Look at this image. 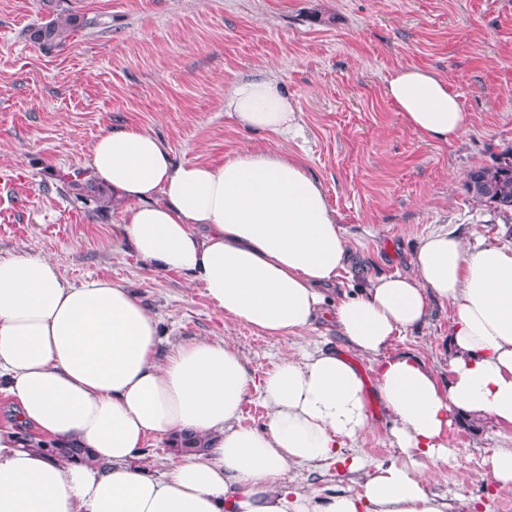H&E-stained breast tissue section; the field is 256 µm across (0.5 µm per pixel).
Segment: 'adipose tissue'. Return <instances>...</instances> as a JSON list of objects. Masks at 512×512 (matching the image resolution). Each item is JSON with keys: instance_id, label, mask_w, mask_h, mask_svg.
<instances>
[{"instance_id": "ef3b65f1", "label": "adipose tissue", "mask_w": 512, "mask_h": 512, "mask_svg": "<svg viewBox=\"0 0 512 512\" xmlns=\"http://www.w3.org/2000/svg\"><path fill=\"white\" fill-rule=\"evenodd\" d=\"M385 95L421 137L447 144L468 115L447 80L393 68ZM247 131L298 134L295 106L266 71L224 93ZM88 169L129 200L112 232L142 268L199 282L218 312L269 336H300L325 320L345 342L282 355L262 379L227 343L164 342L157 319L123 285L65 280L56 261L0 255V512H457L428 487L447 462L455 414L512 426V245L471 247L432 231L408 274L340 289L347 240L304 159L258 146L221 164L175 161L153 132L102 128ZM450 315L448 382L411 354L386 356L394 336L425 326L433 302ZM377 359L376 395L400 458L366 467L344 456L369 425L353 355ZM263 428L239 422L249 397ZM188 434L205 451L158 474L137 464L148 438ZM85 448L82 460L61 449ZM341 463L358 491L290 486L287 472Z\"/></svg>"}]
</instances>
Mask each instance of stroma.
<instances>
[{"instance_id":"stroma-1","label":"stroma","mask_w":512,"mask_h":512,"mask_svg":"<svg viewBox=\"0 0 512 512\" xmlns=\"http://www.w3.org/2000/svg\"><path fill=\"white\" fill-rule=\"evenodd\" d=\"M76 15L64 46L47 49L35 27ZM414 65L446 79L469 116L443 145L420 137L386 99L393 68ZM271 70L299 109L303 139H266L224 113L239 78ZM107 125L151 130L175 160L219 163L268 145L299 154L322 182L351 249L344 283L408 272L420 239L444 227L468 241L512 245V212L469 192L471 170L512 150V0H0V254L37 253L66 280L107 277L129 288L171 341H226L262 377L284 353L341 345L318 324L303 336H267L232 321L188 276L141 267L112 235L128 202L109 212L61 193L87 172L91 144ZM450 305H434L425 326L386 350L425 362L448 381ZM371 426L356 452L368 464L399 455L390 423L369 395ZM452 455L434 470L432 492L469 512H512V486L492 481L485 461L512 448V428L454 421ZM314 490L356 491L362 476L333 465L290 469Z\"/></svg>"}]
</instances>
